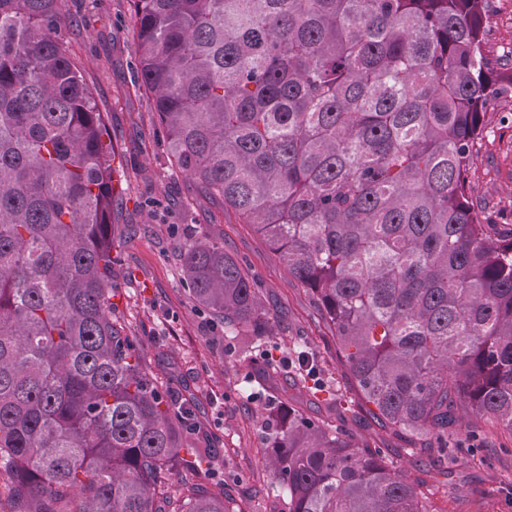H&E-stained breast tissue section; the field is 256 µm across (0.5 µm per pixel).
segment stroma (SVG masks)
<instances>
[{"mask_svg":"<svg viewBox=\"0 0 512 512\" xmlns=\"http://www.w3.org/2000/svg\"><path fill=\"white\" fill-rule=\"evenodd\" d=\"M485 50L505 88L488 105L484 132L469 171V193L500 232L512 231V0H490ZM72 56L106 117L115 150L112 221L113 302L127 329L139 336L144 365L192 406L215 439L214 472L235 490L239 512H288L264 466L266 421L279 408L251 372L265 350L287 357L302 341L320 358L321 377L345 398L359 395L327 345L309 291L288 277L285 265L250 224L211 198L171 161L166 136L144 92L139 41L129 0H67L61 29ZM204 235L223 240L264 291L277 338L243 349L210 314L195 306L181 274L186 243ZM350 436L385 448L410 473L420 474L434 512H512V437L488 418L471 419L448 438L449 476L423 461L414 439L361 410Z\"/></svg>","mask_w":512,"mask_h":512,"instance_id":"35a3bbf8","label":"stroma"}]
</instances>
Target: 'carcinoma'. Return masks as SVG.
Instances as JSON below:
<instances>
[{
	"label": "carcinoma",
	"mask_w": 512,
	"mask_h": 512,
	"mask_svg": "<svg viewBox=\"0 0 512 512\" xmlns=\"http://www.w3.org/2000/svg\"><path fill=\"white\" fill-rule=\"evenodd\" d=\"M62 0H0V475L7 512H230L194 411L143 365L111 298L113 149ZM486 0H130L141 83L176 166L306 287L375 415L448 455L460 408L512 436V235L467 175L500 91ZM192 301L271 335L224 242L188 243ZM292 386L320 360L290 349ZM281 404L288 512H435L420 483ZM192 479L176 487L179 468Z\"/></svg>",
	"instance_id": "cac0c4a2"
}]
</instances>
